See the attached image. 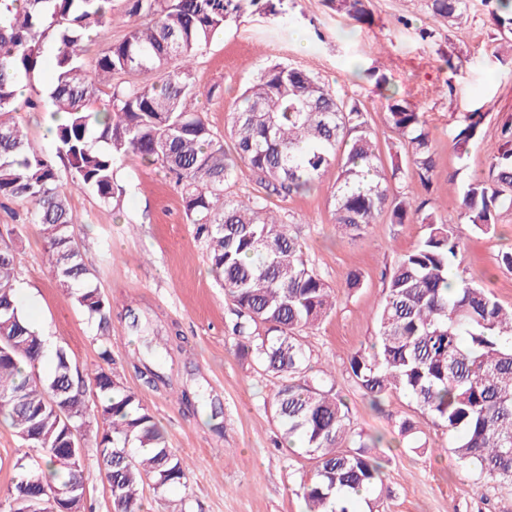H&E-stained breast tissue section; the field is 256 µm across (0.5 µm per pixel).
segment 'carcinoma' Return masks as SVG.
I'll return each mask as SVG.
<instances>
[{
  "label": "carcinoma",
  "instance_id": "obj_1",
  "mask_svg": "<svg viewBox=\"0 0 512 512\" xmlns=\"http://www.w3.org/2000/svg\"><path fill=\"white\" fill-rule=\"evenodd\" d=\"M125 33L112 38L113 0H0V201L26 207L39 226L41 262L98 325L112 304L93 283L76 241L77 224L58 161L72 183L114 208L125 188L121 167L138 159L174 179L188 223L204 238L210 271L237 311L234 332L247 335L238 350L282 380L275 413L283 443L296 441L314 462L303 484L307 512H352L361 490L382 496L381 464L351 432L349 410L334 386L306 375L301 336L335 309L334 291L309 266L289 225L271 214L269 199L309 193L336 169L331 192L334 223L357 237L389 213L391 223L415 220L423 234L385 274L369 350L349 359L348 373L373 405L401 392L453 437L449 448L481 476L512 484V308L463 276L449 291L466 244L454 225L438 219L430 200L402 179L428 188L437 160L424 113L392 91L386 120L404 151L384 169L367 113L324 83L288 64L267 66L239 97L224 135L199 106L210 97L197 84L194 60L213 35L251 7L272 14L283 0H123ZM491 11L500 40L512 50V0ZM336 14L366 22L367 0H325ZM432 16L461 23L471 0H428ZM98 47L85 58V43ZM52 52L48 88L55 153L35 147L16 119L24 106L17 86ZM107 93L97 110L93 102ZM484 114L471 112L452 138L458 159L468 154ZM252 171L264 195L237 200L226 193L238 165ZM459 218L479 234L512 211V122L501 125L499 146L485 177L469 180L457 201ZM15 227L0 228V417L9 420L38 456L17 459L8 495L14 512H50L45 489L84 491L83 455L63 457L78 437L94 434L114 512H135L144 482L163 493L186 483L188 467L169 447L154 416L135 392L101 367L85 373L62 347L48 350L31 332L16 298ZM53 356L43 376L39 365ZM93 381L99 399L90 416L82 387Z\"/></svg>",
  "mask_w": 512,
  "mask_h": 512
}]
</instances>
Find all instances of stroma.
Listing matches in <instances>:
<instances>
[{
	"instance_id": "1",
	"label": "stroma",
	"mask_w": 512,
	"mask_h": 512,
	"mask_svg": "<svg viewBox=\"0 0 512 512\" xmlns=\"http://www.w3.org/2000/svg\"><path fill=\"white\" fill-rule=\"evenodd\" d=\"M370 22L349 21L323 0H284L273 16L247 11L227 24L199 57L198 84L211 93L200 105L215 132H223L242 91L269 64H290L317 77L345 103L368 113L382 160L397 144L386 121V100L376 75L386 76L399 96L424 112L438 167L428 193L442 222L468 240L465 277L512 307V273L498 267L512 249V212L501 214L494 233L474 235L460 223L456 199L468 180L482 177L498 129L512 118V55L498 50L488 6L473 0L467 18L448 26L435 20L427 0H370ZM432 37L422 38V29ZM484 113L481 136L457 158L451 133L463 115ZM327 173L314 193L272 200L304 245L309 264L336 294V308L303 337L312 374L330 372L347 403L353 428L378 439L371 451L383 465L386 492L367 496L358 512H512V485L476 475L445 454L448 433L402 393L371 407L348 374V360L375 338V313L384 294L385 270L412 249L422 229L380 215L359 238L334 224ZM127 193L120 210L89 190L72 193L77 241L101 292L112 302L106 327L91 323L72 295L41 263L43 242L26 225L16 244L17 303L26 319L40 322L52 346L64 348L86 373L101 366L108 348L113 373L134 391L165 430L170 448L190 465L186 486L155 493L145 487L141 512H169L185 501L188 512H304L301 485L311 460L282 450L273 398L281 381L238 354L232 303L209 269L206 247L188 224L181 197L164 173L138 160L119 172ZM358 274L360 288L346 286ZM162 352L168 384L147 383L136 359ZM202 396L186 410L177 394ZM218 420H211V413ZM409 419L420 449L406 447L395 425ZM222 423L223 432L213 429ZM26 452L8 423H0V512H9L8 491L16 460ZM82 480L86 512H113L94 439H87Z\"/></svg>"
}]
</instances>
